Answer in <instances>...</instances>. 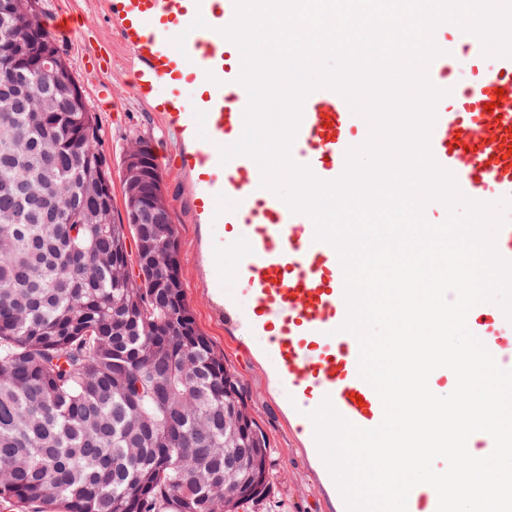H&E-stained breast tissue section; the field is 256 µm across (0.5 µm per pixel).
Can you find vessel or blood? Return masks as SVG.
I'll return each instance as SVG.
<instances>
[{"label":"vessel or blood","mask_w":512,"mask_h":512,"mask_svg":"<svg viewBox=\"0 0 512 512\" xmlns=\"http://www.w3.org/2000/svg\"><path fill=\"white\" fill-rule=\"evenodd\" d=\"M233 0H115L112 22L137 62L134 86L181 145L176 161L196 185V219L224 227V269L211 286L234 278L252 302L242 309L225 296L224 316L260 333L288 381V413L311 455H318L310 418L323 401L354 425L370 429L383 408L358 373L357 338L343 331L348 316L343 268L335 248L315 239V225L263 188L253 159L220 160V146L244 130L249 103L239 78L242 56L225 38ZM440 53L428 78L444 95L435 107L429 146L468 198L494 203L512 197V58L484 56L480 40L456 30L434 33ZM193 85V99L182 90ZM366 120L338 92L320 88L302 106L292 160L319 180L339 178L346 154L368 137ZM469 330L499 367L512 370V320L494 303L468 314Z\"/></svg>","instance_id":"1"}]
</instances>
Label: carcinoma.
I'll return each mask as SVG.
<instances>
[{
    "mask_svg": "<svg viewBox=\"0 0 512 512\" xmlns=\"http://www.w3.org/2000/svg\"><path fill=\"white\" fill-rule=\"evenodd\" d=\"M20 33L0 13V59ZM69 64L0 82V501L27 512H237L267 438L163 253L173 224L112 210L89 106L37 120ZM139 258L138 272L124 267ZM239 458L224 477V456Z\"/></svg>",
    "mask_w": 512,
    "mask_h": 512,
    "instance_id": "carcinoma-1",
    "label": "carcinoma"
}]
</instances>
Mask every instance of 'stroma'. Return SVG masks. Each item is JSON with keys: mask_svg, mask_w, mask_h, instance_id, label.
<instances>
[{"mask_svg": "<svg viewBox=\"0 0 512 512\" xmlns=\"http://www.w3.org/2000/svg\"><path fill=\"white\" fill-rule=\"evenodd\" d=\"M39 5L102 127L116 219L125 217L122 159L128 143L140 137L154 150L177 232L181 278L196 323L238 375L251 414L269 443L267 489L242 512H336L322 470L288 415L287 388L272 386L273 369L262 338L243 335L225 324L224 308L210 294L202 245L205 239L223 237L224 227L194 221L193 185L173 164L180 145L164 131L152 106L135 93L132 56L109 19L112 0H40Z\"/></svg>", "mask_w": 512, "mask_h": 512, "instance_id": "obj_1", "label": "stroma"}]
</instances>
